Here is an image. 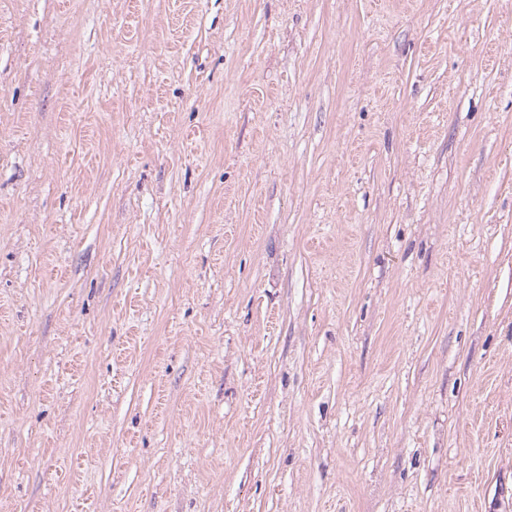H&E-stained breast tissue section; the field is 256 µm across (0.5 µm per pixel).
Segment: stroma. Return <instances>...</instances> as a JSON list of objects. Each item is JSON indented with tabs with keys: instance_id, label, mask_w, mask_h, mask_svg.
Segmentation results:
<instances>
[{
	"instance_id": "1",
	"label": "stroma",
	"mask_w": 512,
	"mask_h": 512,
	"mask_svg": "<svg viewBox=\"0 0 512 512\" xmlns=\"http://www.w3.org/2000/svg\"><path fill=\"white\" fill-rule=\"evenodd\" d=\"M0 512H512V0H0Z\"/></svg>"
}]
</instances>
